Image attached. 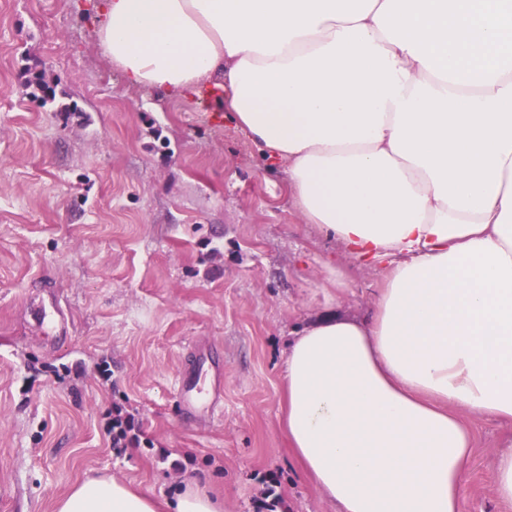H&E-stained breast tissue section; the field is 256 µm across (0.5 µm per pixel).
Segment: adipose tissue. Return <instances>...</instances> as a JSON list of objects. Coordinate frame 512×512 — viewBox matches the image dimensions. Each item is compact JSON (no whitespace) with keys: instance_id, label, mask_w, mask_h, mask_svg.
Returning <instances> with one entry per match:
<instances>
[{"instance_id":"adipose-tissue-1","label":"adipose tissue","mask_w":512,"mask_h":512,"mask_svg":"<svg viewBox=\"0 0 512 512\" xmlns=\"http://www.w3.org/2000/svg\"><path fill=\"white\" fill-rule=\"evenodd\" d=\"M103 54L212 88L306 222L388 265L371 317L289 343L283 428L336 512H464L471 435L512 424V0H102ZM57 512H158L114 479Z\"/></svg>"}]
</instances>
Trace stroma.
<instances>
[{
	"instance_id": "1",
	"label": "stroma",
	"mask_w": 512,
	"mask_h": 512,
	"mask_svg": "<svg viewBox=\"0 0 512 512\" xmlns=\"http://www.w3.org/2000/svg\"><path fill=\"white\" fill-rule=\"evenodd\" d=\"M96 3L0 0V512H56L102 477L161 504L194 478L224 512H336L288 451L284 352L322 313L367 318L385 269L305 223L217 95L128 86ZM40 300L65 333L33 323ZM204 357L224 398L189 419L177 392ZM119 410L137 438L116 448ZM466 423L465 512H506L512 425ZM493 497L498 504L512 507V440L495 458Z\"/></svg>"
}]
</instances>
